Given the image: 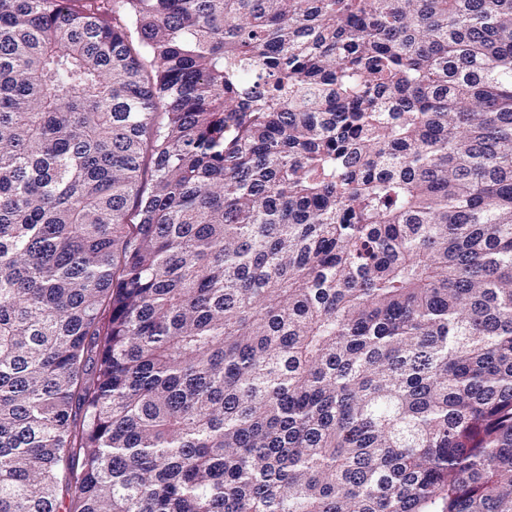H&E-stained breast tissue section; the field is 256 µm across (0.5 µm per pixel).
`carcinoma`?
Wrapping results in <instances>:
<instances>
[{"label":"carcinoma","instance_id":"1","mask_svg":"<svg viewBox=\"0 0 512 512\" xmlns=\"http://www.w3.org/2000/svg\"><path fill=\"white\" fill-rule=\"evenodd\" d=\"M0 512H512V0H0Z\"/></svg>","mask_w":512,"mask_h":512}]
</instances>
